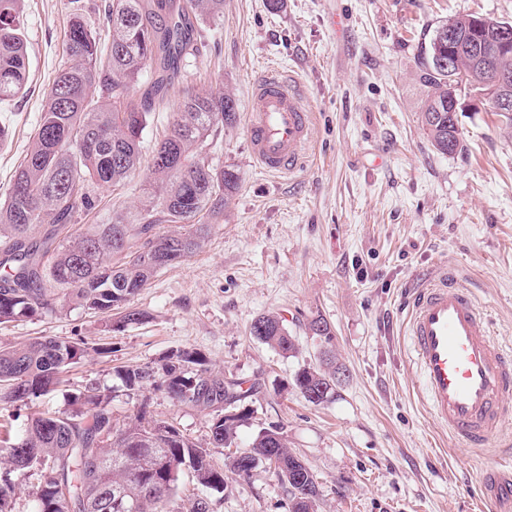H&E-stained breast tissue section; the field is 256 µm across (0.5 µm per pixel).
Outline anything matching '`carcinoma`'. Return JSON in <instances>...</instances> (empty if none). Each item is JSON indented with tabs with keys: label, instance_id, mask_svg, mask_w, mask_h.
<instances>
[{
	"label": "carcinoma",
	"instance_id": "carcinoma-1",
	"mask_svg": "<svg viewBox=\"0 0 512 512\" xmlns=\"http://www.w3.org/2000/svg\"><path fill=\"white\" fill-rule=\"evenodd\" d=\"M66 42L69 62L46 94L32 143L0 201V324L32 318L64 299L91 314L111 317L117 326L137 324L143 312L130 307L135 295L163 269L204 246L212 225L194 224L203 212L217 214L239 188L231 167L209 160L221 132L235 127L238 104L188 89L168 134L153 150L151 191L145 201L101 224H77L78 213L94 205V186L127 180L141 167L142 135L156 101L178 75L181 62L197 51L194 21L224 13V0H107V44L89 22L84 0H69ZM24 0H0V102L23 94L28 77ZM471 16L455 15L435 29L423 49L421 79L432 89L422 124L441 154L463 149L448 122V88L463 95L481 90V75L468 50L475 41ZM457 59L448 70V34ZM154 82L140 88L143 70ZM172 224L171 231L160 225ZM251 334L280 353L298 350L284 320L258 316ZM84 341L42 337L0 347V384L14 387L1 403L32 402L52 391L61 374L90 353ZM335 357L324 352L317 366L299 369L293 386L318 405L336 393ZM126 387L146 386L178 403L208 412L213 447L235 443L242 418H224V404L241 405L256 385L244 390L224 382L194 349H178L155 367L117 371ZM80 406L61 414L36 415L13 437L0 436V512H12L15 483L10 474L40 469L36 512H211L209 491L224 490V471L208 449L160 420L115 428L108 397L89 386ZM115 430L112 443L95 446L96 435ZM261 464L273 468L288 495V512H318L319 487L312 470L288 450L279 426L259 431L247 455L229 458V467L249 474ZM193 473L202 492L186 505L177 499L182 469Z\"/></svg>",
	"mask_w": 512,
	"mask_h": 512
}]
</instances>
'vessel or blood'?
Here are the masks:
<instances>
[{
	"label": "vessel or blood",
	"mask_w": 512,
	"mask_h": 512,
	"mask_svg": "<svg viewBox=\"0 0 512 512\" xmlns=\"http://www.w3.org/2000/svg\"><path fill=\"white\" fill-rule=\"evenodd\" d=\"M311 113L297 86L271 69L254 83L247 120L253 156L267 172L301 165ZM407 336L426 405L464 446L481 448L506 423L512 400V355L495 341L470 289L454 274L422 279L409 309Z\"/></svg>",
	"instance_id": "vessel-or-blood-1"
}]
</instances>
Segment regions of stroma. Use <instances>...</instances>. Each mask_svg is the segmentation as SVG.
Here are the masks:
<instances>
[{
    "label": "stroma",
    "mask_w": 512,
    "mask_h": 512,
    "mask_svg": "<svg viewBox=\"0 0 512 512\" xmlns=\"http://www.w3.org/2000/svg\"><path fill=\"white\" fill-rule=\"evenodd\" d=\"M68 0H26L29 82L0 103L9 129L0 144V194L10 186L40 120L45 95L67 63ZM512 23V0H224L201 24L202 46L181 64L143 133V155L166 133L186 88L228 93L247 114L253 85L269 67L301 89L313 113L304 164L271 174L256 163L244 123L223 133L210 156L238 171L240 188L207 245L164 269L134 298L144 322L105 328L82 308L0 324V345L40 336L84 340L98 352L72 365L56 390L0 409V433L28 417L68 409L90 384L109 394L117 427L137 415L167 421L207 442L204 412L152 388L130 391L120 366L159 362L193 348L225 379L259 384L231 448L249 449L261 428L282 427L288 448L310 467L319 512H480L486 469L498 466L512 429L484 448L461 446L432 420L418 387L403 300L421 276L456 273L512 348V128L489 106L458 115L463 148L437 152L421 123L429 89L419 79L421 42L454 15ZM149 176L95 190L80 223L97 224L138 204ZM282 316L299 351L288 357L250 333L263 313ZM330 322L346 371L333 398L314 405L291 379L317 363L324 346L308 330ZM214 512H288L273 470L226 473Z\"/></svg>",
    "instance_id": "1"
}]
</instances>
